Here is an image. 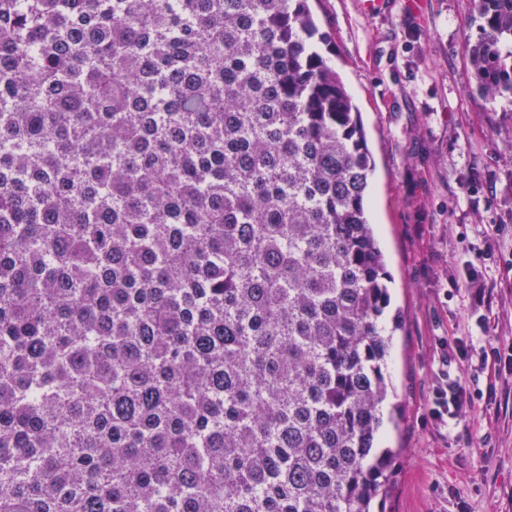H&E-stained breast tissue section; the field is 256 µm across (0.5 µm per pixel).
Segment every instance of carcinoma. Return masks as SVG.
<instances>
[{
  "mask_svg": "<svg viewBox=\"0 0 512 512\" xmlns=\"http://www.w3.org/2000/svg\"><path fill=\"white\" fill-rule=\"evenodd\" d=\"M322 43L309 0H0V512H370L389 294Z\"/></svg>",
  "mask_w": 512,
  "mask_h": 512,
  "instance_id": "cac0c4a2",
  "label": "carcinoma"
}]
</instances>
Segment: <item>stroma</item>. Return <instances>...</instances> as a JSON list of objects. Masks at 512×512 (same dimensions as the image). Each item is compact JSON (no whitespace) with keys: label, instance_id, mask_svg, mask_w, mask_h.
Here are the masks:
<instances>
[{"label":"stroma","instance_id":"stroma-1","mask_svg":"<svg viewBox=\"0 0 512 512\" xmlns=\"http://www.w3.org/2000/svg\"><path fill=\"white\" fill-rule=\"evenodd\" d=\"M368 13L363 0H313L324 55L358 107L375 169L370 220L386 256L392 333L377 445L394 450L376 512H512V375L476 372L483 396L459 423L431 409L440 374L459 376L458 344L512 345V95L476 90L464 51L472 0H427V18ZM499 227L498 245L485 233ZM487 253L486 299L470 307L452 278Z\"/></svg>","mask_w":512,"mask_h":512}]
</instances>
